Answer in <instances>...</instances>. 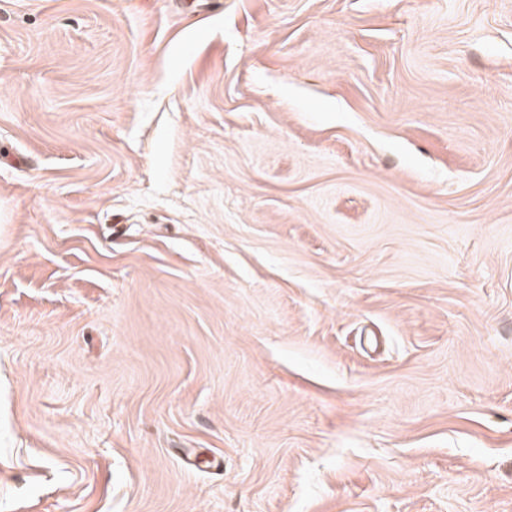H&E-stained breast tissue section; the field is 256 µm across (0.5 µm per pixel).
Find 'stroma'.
I'll list each match as a JSON object with an SVG mask.
<instances>
[{"instance_id": "1", "label": "stroma", "mask_w": 512, "mask_h": 512, "mask_svg": "<svg viewBox=\"0 0 512 512\" xmlns=\"http://www.w3.org/2000/svg\"><path fill=\"white\" fill-rule=\"evenodd\" d=\"M0 512H512V0H0Z\"/></svg>"}]
</instances>
